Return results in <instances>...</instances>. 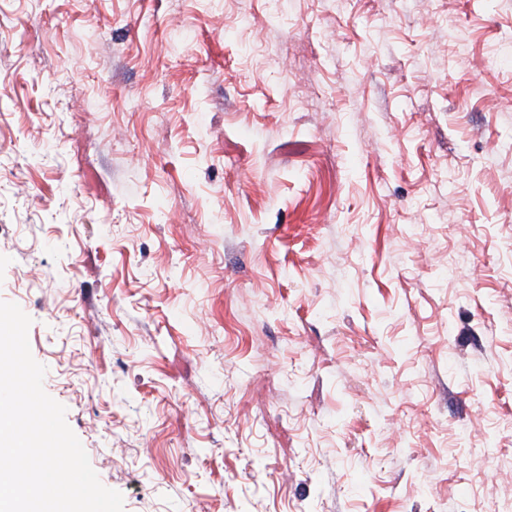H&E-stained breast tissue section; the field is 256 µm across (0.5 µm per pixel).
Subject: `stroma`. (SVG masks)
Returning <instances> with one entry per match:
<instances>
[{
  "mask_svg": "<svg viewBox=\"0 0 512 512\" xmlns=\"http://www.w3.org/2000/svg\"><path fill=\"white\" fill-rule=\"evenodd\" d=\"M0 301L124 512H512V0H0Z\"/></svg>",
  "mask_w": 512,
  "mask_h": 512,
  "instance_id": "35a3bbf8",
  "label": "stroma"
}]
</instances>
